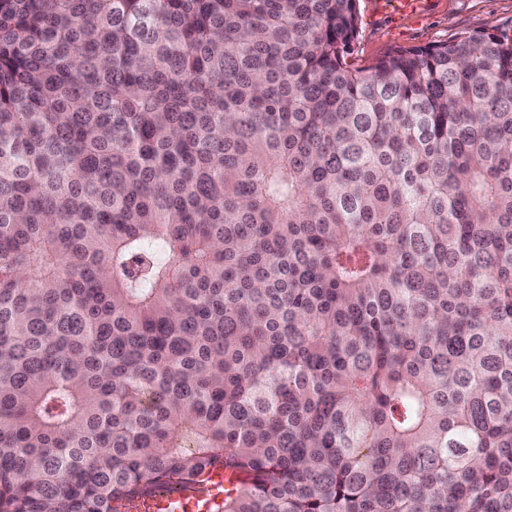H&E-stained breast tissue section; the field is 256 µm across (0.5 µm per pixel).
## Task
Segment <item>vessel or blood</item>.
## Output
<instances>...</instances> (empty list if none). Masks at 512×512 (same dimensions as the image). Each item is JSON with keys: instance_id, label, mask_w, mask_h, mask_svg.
Returning <instances> with one entry per match:
<instances>
[{"instance_id": "obj_1", "label": "vessel or blood", "mask_w": 512, "mask_h": 512, "mask_svg": "<svg viewBox=\"0 0 512 512\" xmlns=\"http://www.w3.org/2000/svg\"><path fill=\"white\" fill-rule=\"evenodd\" d=\"M224 502V475L212 474L209 482L187 490L155 493L128 504L124 512H216Z\"/></svg>"}]
</instances>
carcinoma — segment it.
Masks as SVG:
<instances>
[{"label":"carcinoma","mask_w":512,"mask_h":512,"mask_svg":"<svg viewBox=\"0 0 512 512\" xmlns=\"http://www.w3.org/2000/svg\"><path fill=\"white\" fill-rule=\"evenodd\" d=\"M357 34L0 0V512H512V38ZM224 502V475L212 474L209 482L187 490L155 493L131 504L122 512H220Z\"/></svg>","instance_id":"cac0c4a2"}]
</instances>
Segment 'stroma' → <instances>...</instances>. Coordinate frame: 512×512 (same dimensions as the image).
<instances>
[{
    "label": "stroma",
    "instance_id": "stroma-1",
    "mask_svg": "<svg viewBox=\"0 0 512 512\" xmlns=\"http://www.w3.org/2000/svg\"><path fill=\"white\" fill-rule=\"evenodd\" d=\"M359 32L349 61L365 67L398 49L449 41L464 33L512 37V0H413L403 10L393 0H358Z\"/></svg>",
    "mask_w": 512,
    "mask_h": 512
}]
</instances>
